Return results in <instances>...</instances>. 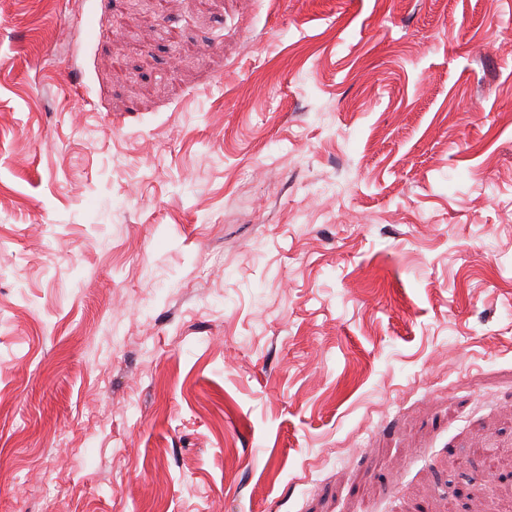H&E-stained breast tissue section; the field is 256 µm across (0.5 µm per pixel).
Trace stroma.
Listing matches in <instances>:
<instances>
[{
    "label": "stroma",
    "mask_w": 512,
    "mask_h": 512,
    "mask_svg": "<svg viewBox=\"0 0 512 512\" xmlns=\"http://www.w3.org/2000/svg\"><path fill=\"white\" fill-rule=\"evenodd\" d=\"M0 7V512H512V0Z\"/></svg>",
    "instance_id": "35a3bbf8"
}]
</instances>
